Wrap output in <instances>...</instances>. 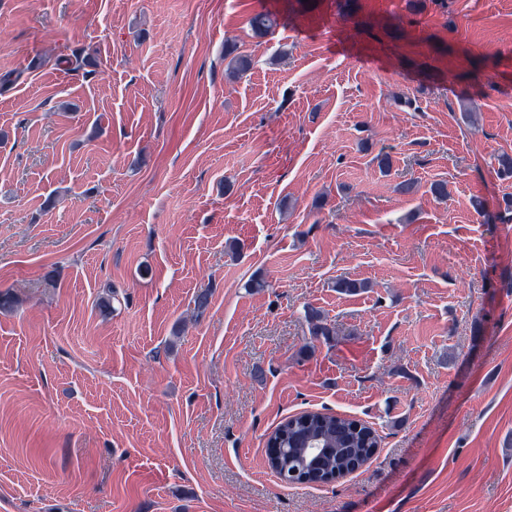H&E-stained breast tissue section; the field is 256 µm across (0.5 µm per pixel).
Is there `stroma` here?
Wrapping results in <instances>:
<instances>
[{
  "label": "stroma",
  "mask_w": 512,
  "mask_h": 512,
  "mask_svg": "<svg viewBox=\"0 0 512 512\" xmlns=\"http://www.w3.org/2000/svg\"><path fill=\"white\" fill-rule=\"evenodd\" d=\"M9 72L0 512H512V0H0ZM305 410L378 453L281 483Z\"/></svg>",
  "instance_id": "1"
}]
</instances>
